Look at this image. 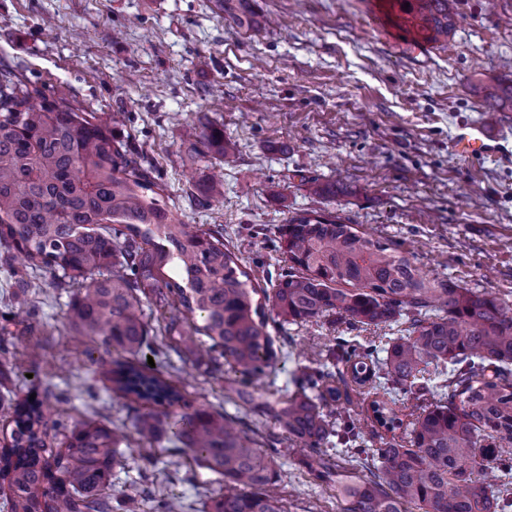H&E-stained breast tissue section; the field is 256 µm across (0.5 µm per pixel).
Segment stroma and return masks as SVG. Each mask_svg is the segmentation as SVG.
<instances>
[{
    "label": "stroma",
    "mask_w": 512,
    "mask_h": 512,
    "mask_svg": "<svg viewBox=\"0 0 512 512\" xmlns=\"http://www.w3.org/2000/svg\"><path fill=\"white\" fill-rule=\"evenodd\" d=\"M266 24L239 30L211 0H0V66L19 68L46 93L65 91L120 128L150 164L169 206L184 223L224 227V242L254 283L269 288L287 270L280 229L301 211L342 217L397 245L428 279L454 280L512 302V110H486L482 87L512 79V0H454L448 47L401 37L382 0H253ZM51 25H44V18ZM207 118L236 145L224 167V199L210 209L190 202L211 173L191 155L183 124ZM485 124L494 149L469 157L461 134ZM334 182L347 194L318 197L306 185ZM14 297L0 269V313L12 315L8 359L39 353L32 376L7 375L0 393L53 400L62 427L99 420L123 428L125 452L112 472V495L148 487L179 497L183 512H204L224 480L200 467L169 431L153 443L158 463L145 469L127 402L107 389L95 359L101 343L64 318L72 289L51 271L30 272ZM159 329L156 369L195 406L232 417L226 376L203 374L163 333L169 311L146 305ZM289 357L259 385L274 400L310 356L313 337L368 336L329 323L270 325ZM279 494L288 512H329L332 487L309 472L307 456L281 440Z\"/></svg>",
    "instance_id": "35a3bbf8"
}]
</instances>
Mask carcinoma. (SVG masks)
<instances>
[{
  "instance_id": "cac0c4a2",
  "label": "carcinoma",
  "mask_w": 512,
  "mask_h": 512,
  "mask_svg": "<svg viewBox=\"0 0 512 512\" xmlns=\"http://www.w3.org/2000/svg\"><path fill=\"white\" fill-rule=\"evenodd\" d=\"M402 24L426 43L448 44L450 0H389ZM245 31L262 21L252 0H213ZM409 7H404V4ZM490 105L512 103V81L487 87ZM91 109L48 97L19 70L0 68V265L58 273L77 291L65 313L82 336L112 348L95 360L113 391L129 401L144 437L177 410L179 441L197 463L224 478L206 512H287L273 488L282 481L276 451L257 448L237 418L194 406L149 367L144 303H177L176 347L208 374L229 366V391L250 413L288 434L317 479L334 484L338 512H507L512 506V304L453 280L431 282L398 247L341 218L298 213L281 232L288 271L258 289L224 244V225L190 229L163 196L153 169ZM188 149L228 163L236 147L224 130L186 123ZM319 196L346 193L308 181ZM224 178L191 196L209 208ZM171 265L178 279H167ZM263 300L255 299L257 294ZM287 324L334 318L350 327L396 326L381 345L342 336L327 361L301 365L295 391L270 402L255 381L278 360L265 306ZM385 356L379 358L375 353ZM38 354L5 373L33 370ZM0 488L10 512H112V470L125 434L94 420L47 446L59 427L50 402L0 394ZM401 434H396V431ZM500 475L484 479L490 469ZM170 496L152 512H181Z\"/></svg>"
}]
</instances>
